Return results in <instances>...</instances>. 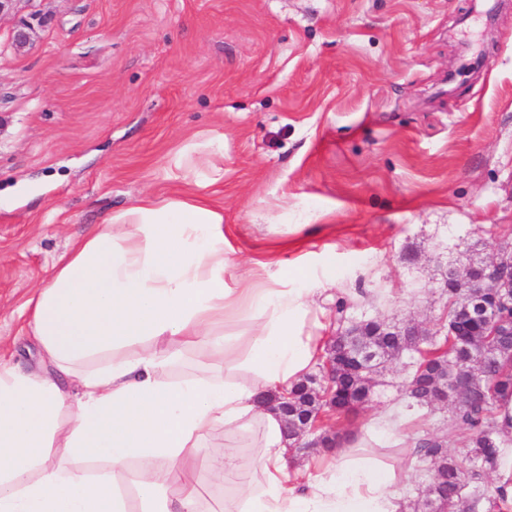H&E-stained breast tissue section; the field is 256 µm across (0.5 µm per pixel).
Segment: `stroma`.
<instances>
[{"mask_svg":"<svg viewBox=\"0 0 512 512\" xmlns=\"http://www.w3.org/2000/svg\"><path fill=\"white\" fill-rule=\"evenodd\" d=\"M35 0L34 43L0 20V357L38 359L25 299L70 239L145 193L186 190L174 160L224 137L233 261L256 278L331 268L325 336L347 323L442 334L448 273L512 249V0ZM302 224L279 248L269 228ZM418 355L375 378L336 432L377 435Z\"/></svg>","mask_w":512,"mask_h":512,"instance_id":"stroma-1","label":"stroma"}]
</instances>
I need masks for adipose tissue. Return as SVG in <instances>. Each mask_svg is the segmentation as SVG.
<instances>
[{
  "instance_id": "1",
  "label": "adipose tissue",
  "mask_w": 512,
  "mask_h": 512,
  "mask_svg": "<svg viewBox=\"0 0 512 512\" xmlns=\"http://www.w3.org/2000/svg\"><path fill=\"white\" fill-rule=\"evenodd\" d=\"M223 149L220 134L188 140L181 179L204 163L208 184L223 182ZM223 222L200 192L144 194L72 240L31 292L39 362L0 360V512H203L197 473L232 476L239 436L258 450L255 476L223 512H398L405 472L374 448L334 449L316 474L289 463L270 398L325 349L321 282L290 264L271 281L227 276ZM197 346L222 369L171 377Z\"/></svg>"
}]
</instances>
